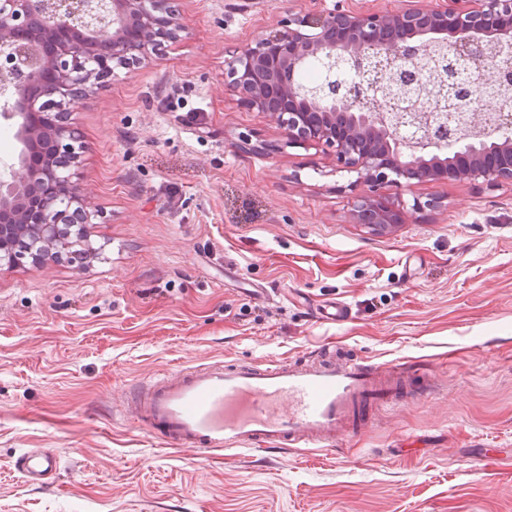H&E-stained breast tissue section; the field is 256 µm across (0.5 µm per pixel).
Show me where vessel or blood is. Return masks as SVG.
I'll return each mask as SVG.
<instances>
[{"mask_svg":"<svg viewBox=\"0 0 512 512\" xmlns=\"http://www.w3.org/2000/svg\"><path fill=\"white\" fill-rule=\"evenodd\" d=\"M417 374L422 396L433 397L431 372L377 364L330 343L298 359L211 360L160 372L124 399L122 411L171 448L326 451L364 433V409L393 405ZM16 468L27 481L51 484L60 461L53 449L33 448Z\"/></svg>","mask_w":512,"mask_h":512,"instance_id":"obj_1","label":"vessel or blood"}]
</instances>
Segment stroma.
Listing matches in <instances>:
<instances>
[{"mask_svg": "<svg viewBox=\"0 0 512 512\" xmlns=\"http://www.w3.org/2000/svg\"><path fill=\"white\" fill-rule=\"evenodd\" d=\"M175 3L187 35L73 112L97 258L0 267V512H512V462L482 455L512 452V187L388 186L404 224L355 223L333 150L289 146L224 86L230 51L317 0ZM334 300L348 320L319 321ZM330 339L434 366L435 398L345 453L206 457L120 411L160 371ZM30 448L57 451L56 483L17 473Z\"/></svg>", "mask_w": 512, "mask_h": 512, "instance_id": "obj_1", "label": "stroma"}]
</instances>
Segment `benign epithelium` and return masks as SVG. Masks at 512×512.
Wrapping results in <instances>:
<instances>
[{
    "instance_id": "obj_1",
    "label": "benign epithelium",
    "mask_w": 512,
    "mask_h": 512,
    "mask_svg": "<svg viewBox=\"0 0 512 512\" xmlns=\"http://www.w3.org/2000/svg\"><path fill=\"white\" fill-rule=\"evenodd\" d=\"M187 33L170 0H0V120L20 149L0 161V263L46 261L81 239L94 214L76 187L83 135L76 103L116 68L140 64ZM431 46L447 62L448 93L409 106L415 87L386 74ZM480 62L471 91L505 80L497 64L512 55V0H404L395 10H348L339 3L276 21L234 49L224 86L239 105L265 113L288 145L333 149L336 165L364 186L352 205L359 224L388 229L404 208L381 189L447 178L512 184V136L477 131L455 107L460 50ZM310 61L324 82L306 94L298 76ZM342 63L356 74L336 79Z\"/></svg>"
}]
</instances>
